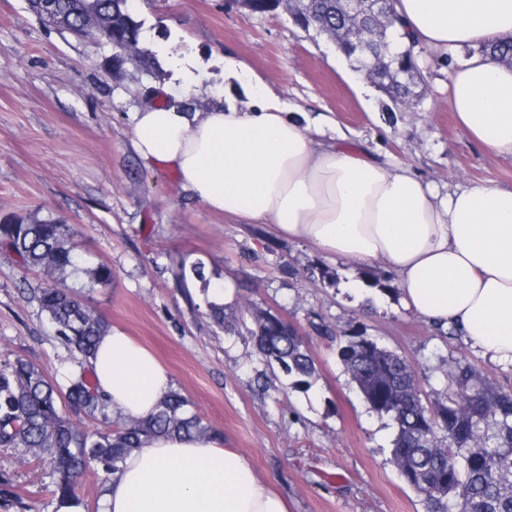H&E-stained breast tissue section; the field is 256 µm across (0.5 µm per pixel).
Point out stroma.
<instances>
[{"instance_id": "stroma-1", "label": "stroma", "mask_w": 512, "mask_h": 512, "mask_svg": "<svg viewBox=\"0 0 512 512\" xmlns=\"http://www.w3.org/2000/svg\"><path fill=\"white\" fill-rule=\"evenodd\" d=\"M146 67L117 63L110 43L80 40L48 25L26 0H0V220L31 213L74 225L83 261L105 264L109 285L91 306L109 325L152 350L176 390L226 446L273 478L290 512H422L420 498L391 461L395 427L369 411L340 360L359 329L416 369L421 387L442 389L449 360L467 358L512 389V365L484 358L407 312L397 297L359 300L351 280L390 284L381 265L327 257L303 242L243 224L177 192L174 175L157 178L133 148L132 116L156 86L173 83L175 63L206 72L192 93L208 109L223 91L249 102L225 60L245 63L295 118L330 115L345 146L386 154L448 193L475 181L512 187V159L473 141L448 102L446 65L469 47H424L418 111L396 105L367 79L335 65L326 37L307 32L281 9L254 14L238 0H134ZM203 260L225 291L231 332L206 316L201 285H179L171 262ZM40 273L0 251V357H21L62 377L66 352L27 290ZM281 315L301 332L316 364L308 391H282L280 372L264 370L246 304ZM23 512H47L50 467L0 450Z\"/></svg>"}]
</instances>
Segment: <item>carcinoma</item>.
I'll return each mask as SVG.
<instances>
[{"instance_id":"1","label":"carcinoma","mask_w":512,"mask_h":512,"mask_svg":"<svg viewBox=\"0 0 512 512\" xmlns=\"http://www.w3.org/2000/svg\"><path fill=\"white\" fill-rule=\"evenodd\" d=\"M280 0H241L253 14L272 11ZM65 30L74 34L95 21L94 36L116 49L138 53L140 27L129 0H54ZM303 28L327 35L364 71L371 55L381 62L376 85L409 109H417L420 74L416 42L402 49L394 29L373 15L349 20L340 0H305ZM480 52L512 58V39L483 44ZM75 229L36 213L0 221V248L13 253L24 270L37 268L46 286L30 290L41 313L67 352L62 380L47 376L17 358L0 364V448L20 452L30 463L46 462L53 476L51 497L78 498L77 482L100 467L117 472L133 450L158 435L214 432L183 394L172 391L150 417L128 424L111 423L112 403L99 389L90 366L99 336L109 325L68 285L80 274L86 286L112 281L109 267L84 266ZM175 277H193L208 292L210 281L201 261L177 263ZM262 362L278 365L285 387L307 389L316 372L303 337L274 314L247 306ZM340 359L370 411L388 416L396 427L392 463L400 478L421 497L424 512H512V390L496 386L465 359L444 370L446 392L436 398L420 387L417 373L398 352L361 330L340 347Z\"/></svg>"}]
</instances>
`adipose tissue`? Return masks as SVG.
<instances>
[{
	"label": "adipose tissue",
	"instance_id": "adipose-tissue-1",
	"mask_svg": "<svg viewBox=\"0 0 512 512\" xmlns=\"http://www.w3.org/2000/svg\"><path fill=\"white\" fill-rule=\"evenodd\" d=\"M409 37L436 49L512 38V0H395ZM250 104L200 111L197 83L162 86L133 118L138 156L173 172L207 209L318 251L384 263L403 307L455 327L491 360L512 365V189L475 182L440 194L408 169L330 141L332 118L297 122L244 64ZM452 110L473 139L512 158V65L477 55L448 73ZM90 363L125 420L154 414L174 388L157 357L118 328ZM100 512H289L273 480L222 435L156 437L109 475Z\"/></svg>",
	"mask_w": 512,
	"mask_h": 512
}]
</instances>
